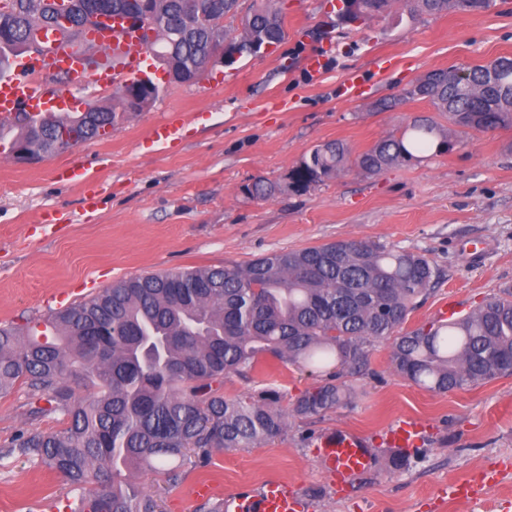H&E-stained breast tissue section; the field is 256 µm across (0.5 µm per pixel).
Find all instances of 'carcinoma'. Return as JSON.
Masks as SVG:
<instances>
[{
  "instance_id": "carcinoma-1",
  "label": "carcinoma",
  "mask_w": 512,
  "mask_h": 512,
  "mask_svg": "<svg viewBox=\"0 0 512 512\" xmlns=\"http://www.w3.org/2000/svg\"><path fill=\"white\" fill-rule=\"evenodd\" d=\"M72 18L88 3L112 11L137 9L140 0H70ZM409 15L481 12L492 0H404ZM336 17L363 23L387 14L391 0H341ZM155 35L147 50L163 66L173 65L188 81L206 70L208 48L228 42L240 56L285 39L284 0H255L242 33L224 29V16L238 0H151ZM56 0H0V72L10 55L26 52L31 30L55 18ZM473 90L448 87L447 71L418 80L407 97L429 100L454 125L478 131L512 127V58L468 70ZM144 86L138 102L120 94L110 106H88L73 118L39 122L18 115L12 142L32 136L47 154L104 137L119 115L155 102ZM458 142L430 116H416L354 160L367 175L417 159ZM340 141L303 155L288 186L303 192L332 179L348 162ZM279 186L257 176L241 187L248 197L268 199ZM440 271L426 256L350 239L274 252L244 266L188 268L118 281L89 299L48 317L44 337L30 326L0 327V392L17 382L49 395V411L66 426L51 432H20L4 447L35 459L67 483L100 482L79 512H158L143 486L116 482L124 471L149 474L158 463L187 452L206 465L212 452L251 448L282 433L285 414L271 390L256 399L224 397V376L248 377L270 354L290 364L334 359L351 374L369 363L374 342L393 339L395 370L432 392L465 389L512 374V290L491 297L465 316L432 322L397 334L418 299ZM331 374L294 404L298 415H317L346 399ZM91 384L83 401L71 385Z\"/></svg>"
}]
</instances>
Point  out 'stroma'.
Returning <instances> with one entry per match:
<instances>
[{
  "label": "stroma",
  "mask_w": 512,
  "mask_h": 512,
  "mask_svg": "<svg viewBox=\"0 0 512 512\" xmlns=\"http://www.w3.org/2000/svg\"><path fill=\"white\" fill-rule=\"evenodd\" d=\"M286 38L233 67L208 69L192 85H169L109 135L37 162L0 144V324L22 327L82 302L112 282L185 267L244 265L275 251L356 239L427 256L441 277L408 316L404 330L436 321L445 302L466 314L512 286V128L477 132L452 125L426 100L403 99L409 85L437 69L486 66L512 58V0L481 12L407 16L394 0L389 16L339 25L328 0H288ZM325 66L311 77L308 66ZM394 108L380 109V101ZM186 119L180 141L149 135L173 113ZM434 117L459 142L449 153L423 152L376 175L345 169L297 193L288 173L314 146L345 143L358 156L400 132L412 117ZM81 167L83 180L59 172ZM262 175L280 187L266 200L243 185ZM98 203L87 208V191ZM392 343L375 342L368 368L343 373L349 396L324 413L293 412L298 397L337 371L334 363L292 365L260 359L249 377L228 374L233 399L277 390L286 417L281 435L255 448L213 453L207 466L180 458L181 482H141L161 512H197L196 485L215 497L269 479L294 485L311 512H512V375L447 393L421 388L391 363ZM24 384L0 394V512H64L99 488H74L36 460L8 453L19 431L61 429L57 413H39ZM417 420L422 445L394 470L386 429ZM368 435L375 468L336 490L315 459L322 431ZM498 472L473 499L457 484Z\"/></svg>",
  "instance_id": "obj_1"
}]
</instances>
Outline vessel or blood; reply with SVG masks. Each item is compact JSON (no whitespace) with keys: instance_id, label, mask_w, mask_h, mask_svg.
Masks as SVG:
<instances>
[{"instance_id":"obj_1","label":"vessel or blood","mask_w":512,"mask_h":512,"mask_svg":"<svg viewBox=\"0 0 512 512\" xmlns=\"http://www.w3.org/2000/svg\"><path fill=\"white\" fill-rule=\"evenodd\" d=\"M89 40L103 47L108 55L122 58V70L116 73L87 71L80 56L66 46L57 48L53 56L45 59L13 61L11 78L0 81V120L8 121L20 107L32 115H42L45 108L42 82L57 70L67 72L76 81L92 85L123 84L144 76L147 52L138 37L115 31L91 34ZM182 128L179 119H167L154 126L150 140L157 144L176 141ZM419 430L416 420L405 418L388 429L385 441L394 448H412L417 444ZM315 446L320 468L339 488L345 487L354 476L371 469L375 462L369 439L349 429L327 431L318 438ZM223 512H311V508L307 499L287 482L271 479L257 488L225 497Z\"/></svg>"}]
</instances>
